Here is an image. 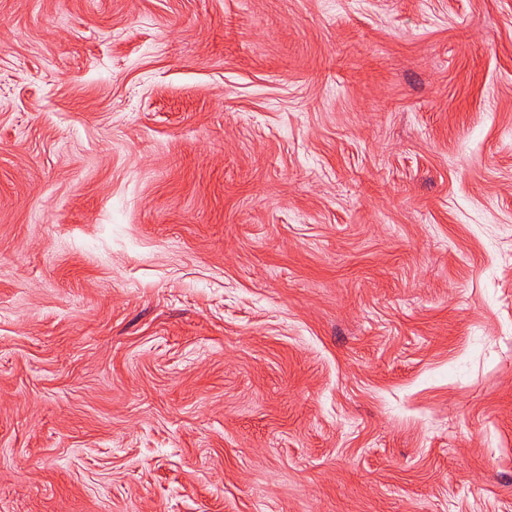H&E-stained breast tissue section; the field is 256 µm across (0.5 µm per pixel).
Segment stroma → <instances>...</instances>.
<instances>
[{
	"instance_id": "obj_1",
	"label": "stroma",
	"mask_w": 512,
	"mask_h": 512,
	"mask_svg": "<svg viewBox=\"0 0 512 512\" xmlns=\"http://www.w3.org/2000/svg\"><path fill=\"white\" fill-rule=\"evenodd\" d=\"M0 18V512H512V0Z\"/></svg>"
}]
</instances>
